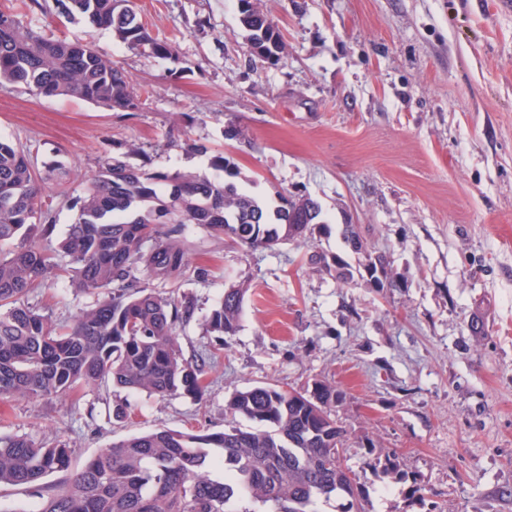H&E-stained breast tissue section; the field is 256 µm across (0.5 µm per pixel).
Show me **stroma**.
<instances>
[{
  "instance_id": "35a3bbf8",
  "label": "stroma",
  "mask_w": 512,
  "mask_h": 512,
  "mask_svg": "<svg viewBox=\"0 0 512 512\" xmlns=\"http://www.w3.org/2000/svg\"><path fill=\"white\" fill-rule=\"evenodd\" d=\"M41 2L24 26L107 52L141 95L137 111L111 112L0 86V137L36 168L69 171L44 191L56 216L49 246L108 155L206 175L221 151L250 194L271 206L312 197L322 223L256 251L183 226L184 357L209 345L204 321L225 289L245 290L201 401L112 387L4 399L0 433L64 441L77 469L131 434L252 428L227 408L235 391L322 380L341 394L335 416L364 512H512V12L498 0H257L285 37L268 65L250 52L238 0H136L152 34L174 42L173 59ZM348 224L363 255L342 239ZM316 252L345 260L350 280L311 265ZM369 255L388 260L383 287ZM29 302L70 324L93 299L59 280ZM123 398L134 415L110 419ZM390 452L404 480L376 466Z\"/></svg>"
}]
</instances>
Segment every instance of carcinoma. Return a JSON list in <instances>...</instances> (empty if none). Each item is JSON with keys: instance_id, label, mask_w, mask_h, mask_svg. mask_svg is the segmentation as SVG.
I'll return each instance as SVG.
<instances>
[{"instance_id": "obj_1", "label": "carcinoma", "mask_w": 512, "mask_h": 512, "mask_svg": "<svg viewBox=\"0 0 512 512\" xmlns=\"http://www.w3.org/2000/svg\"><path fill=\"white\" fill-rule=\"evenodd\" d=\"M133 0H56L112 31L129 48L165 59L170 41L153 36ZM39 0H0V82L22 84L44 97L71 96L109 111L133 112L140 99L112 58L76 38H52L22 25ZM240 24L252 56L277 64L283 34L253 8ZM210 166L220 175L145 173L115 157L73 198L77 210L58 247L42 240L55 217L42 201L47 183L63 185L69 172L56 163L36 169L25 151L0 139V399L66 397L78 389L112 385L160 398L203 399L206 353L183 356L177 329L191 316L177 295L185 265L182 225L200 224L248 250L297 241L320 223L321 206L280 196L273 211L242 190L239 171L224 153ZM64 276L95 297L72 324L28 302ZM170 285L162 295L150 282ZM244 301L239 288L206 319L219 345L234 335ZM340 393L317 381L303 391L260 383L239 390L228 409L271 431L159 429L100 449L68 482L71 448L0 434V486H24L45 497L41 512H318L320 502L349 498L345 512H363L364 491L336 458L346 434L332 417Z\"/></svg>"}]
</instances>
